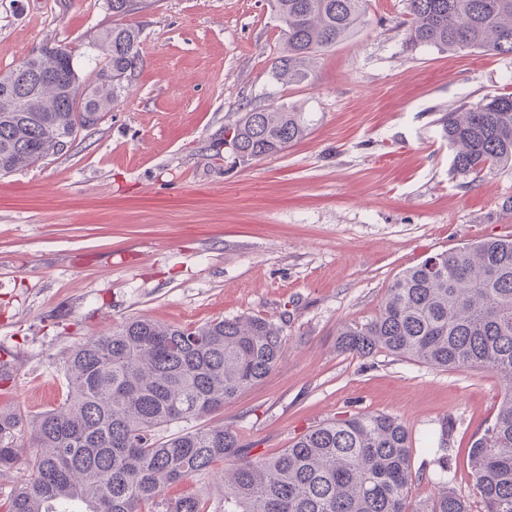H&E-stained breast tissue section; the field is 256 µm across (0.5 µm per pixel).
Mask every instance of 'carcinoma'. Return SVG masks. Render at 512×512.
Instances as JSON below:
<instances>
[{
  "instance_id": "obj_1",
  "label": "carcinoma",
  "mask_w": 512,
  "mask_h": 512,
  "mask_svg": "<svg viewBox=\"0 0 512 512\" xmlns=\"http://www.w3.org/2000/svg\"><path fill=\"white\" fill-rule=\"evenodd\" d=\"M283 23L278 80L309 79L315 56L354 36L368 0H275ZM403 44L512 55V0H408ZM140 30L115 24L89 44L91 78L60 49L58 91L31 86L37 52L0 73V174L68 147L121 100L141 65ZM312 115L295 105L252 109L230 127L242 163L305 138ZM454 167L478 178L512 167V93L482 99L442 120ZM285 322L261 316L196 328L128 319L77 345L64 361L65 401L33 423V477L0 504L4 512H207L168 485L224 469V512H474L450 486L445 438L434 451L435 493L413 507V436L397 419L354 415L317 425L280 454L255 456L222 423L159 436L172 424L217 415L280 362ZM338 347L379 351L443 371L497 374V414L472 444L470 468L483 512H512V239L487 238L426 257L386 289L379 312L343 324ZM21 413L0 408V475L19 461Z\"/></svg>"
}]
</instances>
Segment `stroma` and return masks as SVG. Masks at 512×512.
<instances>
[{
    "mask_svg": "<svg viewBox=\"0 0 512 512\" xmlns=\"http://www.w3.org/2000/svg\"><path fill=\"white\" fill-rule=\"evenodd\" d=\"M406 18V0H369L359 32L288 86L273 0H146L124 16L142 30L128 94L62 153L0 175V358L13 365L0 407L30 420L56 408L68 352L130 317L282 319L281 362L223 412L255 455L329 419L387 414L415 438L447 436L452 485L472 495L469 450L499 377L336 345L406 268L512 237V168L462 176L441 133L448 113L512 92V55L407 49ZM114 21L108 0H0V70L46 45L82 61ZM289 103L313 114L308 136L240 164L225 128ZM164 495L213 508L224 482Z\"/></svg>",
    "mask_w": 512,
    "mask_h": 512,
    "instance_id": "obj_1",
    "label": "stroma"
}]
</instances>
